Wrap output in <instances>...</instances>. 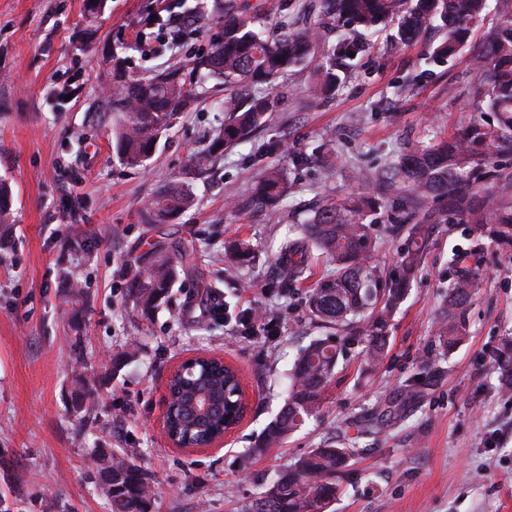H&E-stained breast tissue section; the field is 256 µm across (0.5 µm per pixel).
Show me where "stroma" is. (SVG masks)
I'll list each match as a JSON object with an SVG mask.
<instances>
[{
  "instance_id": "stroma-1",
  "label": "stroma",
  "mask_w": 512,
  "mask_h": 512,
  "mask_svg": "<svg viewBox=\"0 0 512 512\" xmlns=\"http://www.w3.org/2000/svg\"><path fill=\"white\" fill-rule=\"evenodd\" d=\"M176 0H107L88 22L85 0H0V180L13 193V221L0 227V497L10 512H111L92 465L96 448H133L151 478L152 512H246L264 484L296 457L417 384L419 399L376 438L361 440L339 479L334 512H512V392L499 385L497 348L512 336V250L487 244L481 287L468 309V335L440 364L435 327L445 308L448 259L470 248L462 225H436L419 273L394 315L389 354L372 374L358 348L341 357L316 417L263 455L255 439L286 398L285 376L299 346L321 336L303 288L283 297L274 264L316 203L362 194L366 174L401 153L463 130L480 115L468 51L451 62L430 57L442 30L418 41L387 24L344 60L330 95L314 99L313 71L346 36L325 0H232L259 18L267 35L282 25L318 27L309 63L277 81L270 121L224 151L205 172L191 169L224 121L223 86L188 76L191 109L159 140L146 167L121 164L115 118L105 101L116 62L148 75L207 52L217 33L216 0L187 37L166 35ZM331 145L334 157L319 153ZM289 192L273 207H243L270 171ZM194 206L165 224L144 221L145 205L173 180ZM401 213L382 210L374 263L395 271L404 239L389 232ZM249 243L255 258L231 272L224 249ZM196 251L168 298L143 314L126 294L133 262L162 248ZM89 284L83 322L64 316L61 266ZM243 287H236V280ZM263 310L273 330L241 325ZM134 349L113 367V356ZM205 353L235 367L250 407L223 446L199 452L168 447L160 433L172 368ZM82 355L99 406L73 407L72 359Z\"/></svg>"
}]
</instances>
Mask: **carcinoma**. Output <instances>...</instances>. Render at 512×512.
<instances>
[{"instance_id":"cac0c4a2","label":"carcinoma","mask_w":512,"mask_h":512,"mask_svg":"<svg viewBox=\"0 0 512 512\" xmlns=\"http://www.w3.org/2000/svg\"><path fill=\"white\" fill-rule=\"evenodd\" d=\"M339 18L354 29L356 37L339 45L343 55L359 53L361 37L386 22H397L401 40L421 37L432 21H440L442 39L431 48L437 61H447L469 39L487 0H333ZM218 33L209 54L192 62L191 70L224 84V111L228 117L213 138L209 150L191 159L195 168L206 166L224 150L249 137L275 111V81L281 74L308 60L318 30H289L268 41L255 17L226 10L217 21ZM479 78L476 94L481 109L494 122L475 119L452 139L401 155L386 169L371 175L378 190L389 196L403 193L402 223L393 231H405V248L399 254L398 273L387 274L371 262L381 203L366 194L346 199H326L302 225L299 237L284 242L276 256L283 294L306 278L312 252L333 263L330 271L304 294L311 319L328 329L298 351L288 376V398L279 415L262 432L252 452L261 455L282 444L314 416L322 394L335 376L339 357L350 346L361 347L364 371L373 372L388 354L392 314L403 301L436 224H465L474 246L487 239L512 247V173L502 172L496 155H512V11L500 16L486 36L470 47ZM314 95L325 96L338 80L332 66L315 69ZM261 78L270 86L265 96H247L242 83ZM182 68L149 76H135L117 66L112 73L109 99L118 114L113 129L119 160L141 167L152 157L162 134L176 122L193 100ZM499 189L488 197L485 185ZM286 184L271 172L255 194L268 205L278 202ZM194 204L191 189L172 181L152 198L146 212L151 224H163L173 214ZM12 223V193L0 183V224ZM472 252H458L449 261L448 300L437 337L449 351L466 337V310L480 288L478 269L465 265ZM195 250L183 245L169 254L160 249L143 258L127 285V294L143 311L153 309L168 293L178 270L195 265ZM69 322L80 326L87 282L64 274ZM495 359L500 367V387L512 391V339L503 342ZM171 403L169 433L187 446H201L219 435L238 418V376L235 369L215 360H204L177 373L168 383ZM405 403L371 408L358 420L354 437L326 441L299 456L268 482L247 512H332L339 492L337 477L353 457L362 452L357 438L372 435L396 419ZM112 488L104 495L112 512H151L153 491L148 475L126 455H112Z\"/></svg>"}]
</instances>
